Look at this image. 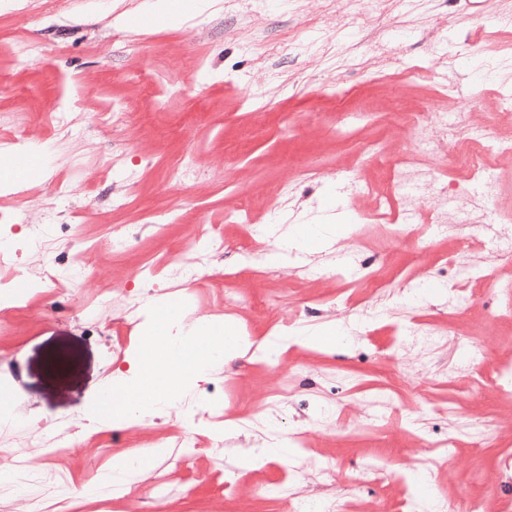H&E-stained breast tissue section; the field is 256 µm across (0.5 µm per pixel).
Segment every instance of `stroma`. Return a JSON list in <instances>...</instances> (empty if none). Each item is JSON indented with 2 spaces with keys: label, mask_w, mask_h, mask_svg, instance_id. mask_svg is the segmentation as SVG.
Returning a JSON list of instances; mask_svg holds the SVG:
<instances>
[{
  "label": "stroma",
  "mask_w": 512,
  "mask_h": 512,
  "mask_svg": "<svg viewBox=\"0 0 512 512\" xmlns=\"http://www.w3.org/2000/svg\"><path fill=\"white\" fill-rule=\"evenodd\" d=\"M144 0H0V115L14 125L15 139L0 166L27 155L32 173L14 192L0 191V235L19 248L21 270L31 281L0 304V376L14 391L19 423L0 426V448L26 457L56 474L52 485H33L25 496L0 494V512H285L263 494L278 482L323 502L333 485L360 478L377 461L387 473L373 487L357 489L351 512H398L405 491L396 474L402 462L421 457L424 440L455 435L447 466L425 469L419 496H442L448 507L479 498L486 512H512L496 491L512 486V402L500 397L494 380L469 392L454 369L460 340L493 358L512 360V321L495 317L512 305V293L469 289L477 304L456 311L439 285L445 258L483 262L492 255L491 235L472 226L449 225L428 250L413 243L388 244L377 223L360 227L355 212L372 209L370 196H354L351 173L385 189L401 176L393 157L386 107L391 87L408 103L437 95L442 84L485 93V110L498 94H512V28L496 25L512 0H438L434 11L402 13L390 4L381 21L390 29L414 28L412 39L389 36L367 43L363 57L347 60L358 40L354 29L339 30L318 53L288 43L285 33L307 25L323 0H216L210 11L174 26L160 18L137 24ZM275 43L270 56L250 53L254 33ZM496 36L500 69L488 77L477 69L489 36ZM29 41L39 47L25 65L12 48ZM392 57L388 74L374 62ZM434 68L423 80L414 67ZM266 95L269 106L253 111L245 91ZM61 104L70 129L59 132L47 115ZM362 108L355 124L341 114ZM384 142L389 158L378 169L361 156L364 144ZM191 161L184 184L170 171ZM324 171L304 178L305 167ZM248 206L256 224H282L302 232L332 224L336 240L309 255L307 264L261 274L244 267L230 251L212 254L195 282L183 284L171 261L191 225L223 226L227 239L241 233L225 212ZM134 232L133 249L106 244L113 230ZM74 258L78 287L41 283L52 253L38 248L42 232ZM350 255L356 266L378 265L396 284L422 288L417 303L395 300L389 312L370 310L368 289L357 278L337 277L336 258ZM186 301L191 317L230 325L252 346L286 335L294 327L319 326L327 336L315 344L288 342L278 364L260 356L230 358L196 390L203 425L191 448L171 449L115 496L65 498L64 485H82L111 465L152 443L174 442L186 428L181 414L131 424L118 432L89 426L90 406L107 377L127 373L147 326L145 298ZM134 313H126L127 302ZM408 324L447 330L434 347L409 345L405 359L382 360ZM348 330L346 340L332 339ZM295 377L287 403L270 395L282 373ZM422 401L430 414L416 425L392 416L370 425V402ZM453 405L455 415L443 414ZM258 412L272 420L241 424ZM490 420V440L475 446L471 424ZM237 422L224 436L225 421ZM287 461L261 455L266 436L291 441ZM252 457L242 465V457ZM332 462L334 474L317 476V462ZM168 495H161V488Z\"/></svg>",
  "instance_id": "1"
}]
</instances>
